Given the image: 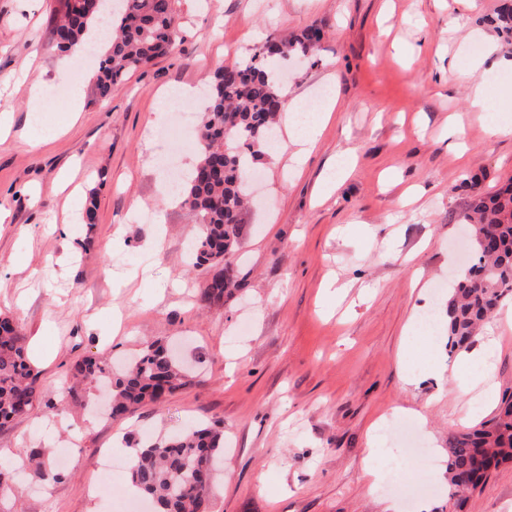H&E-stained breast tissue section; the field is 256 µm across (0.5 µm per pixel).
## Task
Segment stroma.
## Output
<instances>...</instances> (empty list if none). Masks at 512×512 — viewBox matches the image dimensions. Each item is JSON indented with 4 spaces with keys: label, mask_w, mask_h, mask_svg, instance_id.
I'll list each match as a JSON object with an SVG mask.
<instances>
[{
    "label": "stroma",
    "mask_w": 512,
    "mask_h": 512,
    "mask_svg": "<svg viewBox=\"0 0 512 512\" xmlns=\"http://www.w3.org/2000/svg\"><path fill=\"white\" fill-rule=\"evenodd\" d=\"M64 4L0 0V111L12 119L0 139V313L16 320L60 407L0 426V464L12 472L0 512L141 510L144 501L120 491L122 471L115 492L96 497L100 449L123 460L129 443L191 424L224 432L211 512H442L449 437L495 407L471 412L479 391H462L458 355L409 329L419 302L411 274L428 308L441 306L463 265L455 215L466 179L489 192L512 177V131L492 130L472 111L467 81L448 73L479 60L489 104L512 107L502 92L512 84V38L493 21L498 0H175L176 48L99 102L96 61L73 55L60 67L50 43ZM311 25L325 32L321 48L289 64L283 87L304 111H315L322 89L336 108L301 165L279 127L241 216L239 289L198 307L208 273L189 264L195 218L159 183L196 164L204 112H192L175 141L164 130L177 117L155 112V100L175 84L207 86L218 61H246L269 34ZM77 87L80 104L58 99ZM342 151L352 168L326 189ZM90 199L92 224L83 219ZM153 341L180 344L193 383L122 420L92 412L101 389L71 386L76 363L118 362ZM435 363L445 369L439 381L425 374ZM381 417L409 431L415 455L393 438L370 457ZM71 442L61 479L40 480L29 448L53 461ZM370 464L397 471L396 482L371 487ZM462 512H512V462Z\"/></svg>",
    "instance_id": "1"
}]
</instances>
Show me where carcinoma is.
Wrapping results in <instances>:
<instances>
[{
    "label": "carcinoma",
    "mask_w": 512,
    "mask_h": 512,
    "mask_svg": "<svg viewBox=\"0 0 512 512\" xmlns=\"http://www.w3.org/2000/svg\"><path fill=\"white\" fill-rule=\"evenodd\" d=\"M107 2L100 0L97 8L94 0H66L63 16L51 27L56 48L67 52L84 40L93 23L103 18ZM496 21L501 31L512 35V0H501ZM108 27L112 40L100 57L94 84L99 101L112 98L128 75L146 68L181 40V22L172 0H114ZM323 36L319 26L288 38L271 34L254 48L250 62H224L213 73L197 141L198 160L188 180L178 185L181 204L201 226L190 258L193 266L209 273L200 295L204 306L232 296L238 287L231 257L248 204V167L267 155L285 107L273 77L278 59L286 54L314 57ZM457 220L470 227L472 259L448 294L445 331L451 353L469 349L480 327L512 294V179L492 193L474 191ZM74 377L111 384L112 418L146 402L161 401L193 381L160 341L148 344L120 372L112 371L104 358L87 357L77 364ZM41 404L54 408L25 354L19 327L12 317L0 313V425ZM222 450L224 433L213 427L197 426L138 441L130 451L129 483L156 502L158 512H209L212 461ZM29 458L41 479H60L45 465L40 449H31ZM511 460L512 394H505L490 420L448 441V512H456L491 470Z\"/></svg>",
    "instance_id": "carcinoma-1"
}]
</instances>
